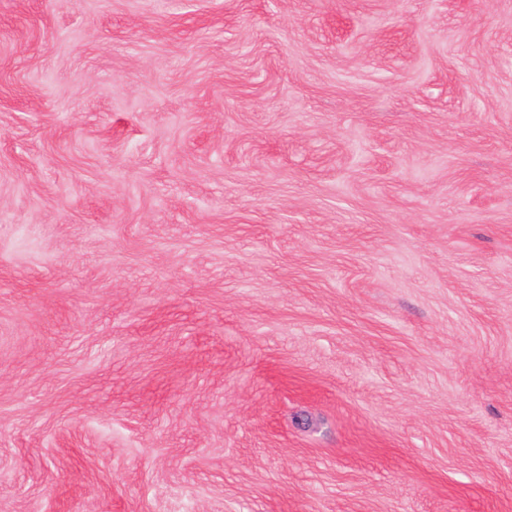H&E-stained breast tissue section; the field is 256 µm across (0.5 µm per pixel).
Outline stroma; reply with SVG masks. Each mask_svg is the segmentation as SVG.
Masks as SVG:
<instances>
[{"label":"stroma","mask_w":512,"mask_h":512,"mask_svg":"<svg viewBox=\"0 0 512 512\" xmlns=\"http://www.w3.org/2000/svg\"><path fill=\"white\" fill-rule=\"evenodd\" d=\"M0 512H512V0H0Z\"/></svg>","instance_id":"stroma-1"}]
</instances>
